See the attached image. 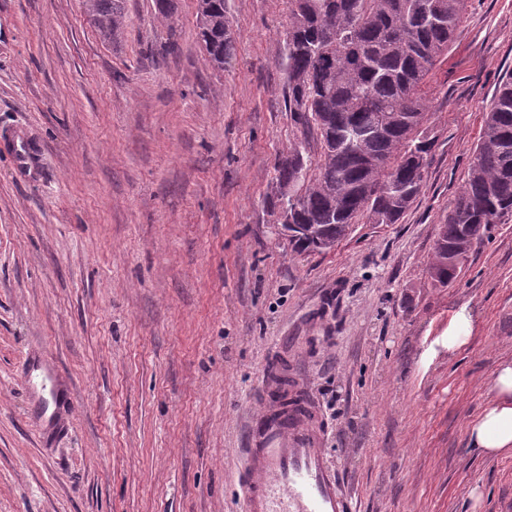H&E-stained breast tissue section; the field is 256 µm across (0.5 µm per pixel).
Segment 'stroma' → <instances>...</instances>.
<instances>
[{"label": "stroma", "instance_id": "stroma-1", "mask_svg": "<svg viewBox=\"0 0 512 512\" xmlns=\"http://www.w3.org/2000/svg\"><path fill=\"white\" fill-rule=\"evenodd\" d=\"M196 12L175 0L164 23L155 0H127L107 38L82 0H0V512H238L247 417L276 361L315 402L354 512H512V455L468 448L512 360V218L454 283L429 274L512 74V0H466L421 87L433 148L412 207L310 254L271 205L293 138L288 0H226L220 71ZM21 131L25 169L8 149ZM44 356L69 397L50 426L21 379ZM472 327V318L467 310L463 309L457 313L455 323L450 332H448V349L454 351L461 346Z\"/></svg>", "mask_w": 512, "mask_h": 512}]
</instances>
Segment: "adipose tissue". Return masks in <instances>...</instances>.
Returning <instances> with one entry per match:
<instances>
[{
    "label": "adipose tissue",
    "instance_id": "1",
    "mask_svg": "<svg viewBox=\"0 0 512 512\" xmlns=\"http://www.w3.org/2000/svg\"><path fill=\"white\" fill-rule=\"evenodd\" d=\"M492 390V402L469 429L470 446L480 454L512 450V360L500 364Z\"/></svg>",
    "mask_w": 512,
    "mask_h": 512
}]
</instances>
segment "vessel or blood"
I'll return each instance as SVG.
<instances>
[{"instance_id":"b4317fda","label":"vessel or blood","mask_w":512,"mask_h":512,"mask_svg":"<svg viewBox=\"0 0 512 512\" xmlns=\"http://www.w3.org/2000/svg\"><path fill=\"white\" fill-rule=\"evenodd\" d=\"M241 512H352L323 446L317 410L270 368L263 406L247 422Z\"/></svg>"}]
</instances>
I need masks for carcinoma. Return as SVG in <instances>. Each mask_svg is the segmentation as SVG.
<instances>
[{
	"label": "carcinoma",
	"instance_id": "obj_1",
	"mask_svg": "<svg viewBox=\"0 0 512 512\" xmlns=\"http://www.w3.org/2000/svg\"><path fill=\"white\" fill-rule=\"evenodd\" d=\"M126 0H83L90 22L115 36ZM225 0H198L197 36L211 66L233 55ZM465 0H289L285 107L298 135L277 165V222L308 224L290 240L323 252L359 220L396 224L425 182L431 143L421 84L448 53ZM361 128V140L351 136ZM512 216V74L489 104L464 186L438 228L429 264L454 282L473 244Z\"/></svg>",
	"mask_w": 512,
	"mask_h": 512
}]
</instances>
